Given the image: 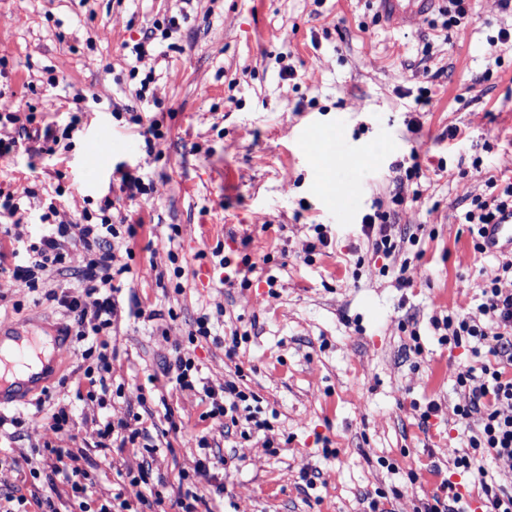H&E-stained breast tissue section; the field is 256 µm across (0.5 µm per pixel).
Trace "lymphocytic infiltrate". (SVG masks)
Listing matches in <instances>:
<instances>
[{
    "label": "lymphocytic infiltrate",
    "instance_id": "f902f5d3",
    "mask_svg": "<svg viewBox=\"0 0 512 512\" xmlns=\"http://www.w3.org/2000/svg\"><path fill=\"white\" fill-rule=\"evenodd\" d=\"M41 141V153L54 154L60 137L53 126L39 127L34 114L19 117L15 104L0 109V156L7 155L18 137ZM489 196H474L471 207L462 216L468 224L475 251H482L486 225L501 224L512 217V182L488 179ZM6 218L5 234L23 245L25 264L15 266L6 277L8 286L36 290L42 275L49 270L64 271L74 259L72 248L81 245L89 258L81 269L78 287L63 286L56 300L72 318L76 335L88 343L82 360H95L98 375L90 387L108 393L105 375L116 356L107 335L122 310L116 296V277L129 273L130 267L117 256L114 241L121 235H134V225L119 227L110 217L97 224L73 225L62 221L56 205H48L38 216L43 232L36 237L25 230V211L18 198L0 194V218ZM483 303L474 314L449 313L433 317L431 325L441 343L467 348L479 360L478 370L461 372L455 383L459 396L456 412L475 421L466 445L454 449L451 464L456 474L469 477L478 487L482 512H512V489L497 485L488 468L490 460L512 458V413L502 412V405L512 406V290L491 281L481 289ZM211 417H224L241 429L242 435L269 429L268 420L259 416L249 403L250 395L228 380L220 389H206ZM79 457L71 449L51 447L43 468H30L32 478L53 481L56 476L71 479L76 497H87L92 485L82 481Z\"/></svg>",
    "mask_w": 512,
    "mask_h": 512
}]
</instances>
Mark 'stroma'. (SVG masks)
Segmentation results:
<instances>
[{"instance_id": "1", "label": "stroma", "mask_w": 512, "mask_h": 512, "mask_svg": "<svg viewBox=\"0 0 512 512\" xmlns=\"http://www.w3.org/2000/svg\"><path fill=\"white\" fill-rule=\"evenodd\" d=\"M509 25L499 0H469L468 18L448 30L434 7L419 23L388 25L376 0H0V96L30 103L37 125L59 130L74 105L84 111L55 155L19 138L0 157V191L35 206L54 199L73 224L107 210L138 227L117 294L127 313L108 336L117 357L105 403L87 398L84 345L70 340L69 368L44 390L76 424L50 430L41 392L0 407L27 421L0 429V490L30 495L32 478L11 462L50 444L91 459L95 496L136 501L147 491L129 477L139 456L96 449L103 424L134 413L156 446L151 483L177 487L199 437L223 457V494L199 486L211 512H370L374 499L382 512H419L453 473L449 451L468 426L454 384L472 363L439 341L431 319L475 312L481 285L500 274L497 254L475 253L461 216L487 195L488 176L512 180V55L487 42ZM150 30L160 54L136 61L129 45ZM134 68L152 72L158 105L136 99ZM425 88L433 103L419 112ZM129 108L161 123V157L122 118ZM310 130L336 136L333 177L350 199L342 210L327 207L322 169L297 148ZM106 134L135 137V151L91 164L85 144ZM120 164L139 173L145 194L130 199L113 185ZM414 165L421 176L407 179ZM378 206L404 240L410 287L383 273L387 258L361 232ZM172 224L182 229L173 246ZM318 224L329 246L318 245ZM247 258L257 269L245 286L234 270ZM76 281V271H51L39 292L5 289L0 322L62 331L70 319L48 295ZM216 311L211 336L190 340L197 317ZM236 332L248 339L229 358ZM179 348L206 385L233 378L255 393L272 434L242 437L168 383L163 364ZM432 400L439 410L422 420Z\"/></svg>"}]
</instances>
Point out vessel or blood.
Segmentation results:
<instances>
[{
	"mask_svg": "<svg viewBox=\"0 0 512 512\" xmlns=\"http://www.w3.org/2000/svg\"><path fill=\"white\" fill-rule=\"evenodd\" d=\"M434 0H380L382 8L392 21L416 20L428 11ZM332 136L304 133L298 140L301 152L312 156L329 155ZM484 242L489 251L512 253V218L503 224L488 225ZM51 346L50 370H61L69 362L67 343L64 337L44 334L28 335L16 328L0 324V364H5L8 373L0 376V405L22 400L30 388L40 386L43 374L28 373V359L33 351Z\"/></svg>",
	"mask_w": 512,
	"mask_h": 512,
	"instance_id": "1",
	"label": "vessel or blood"
}]
</instances>
